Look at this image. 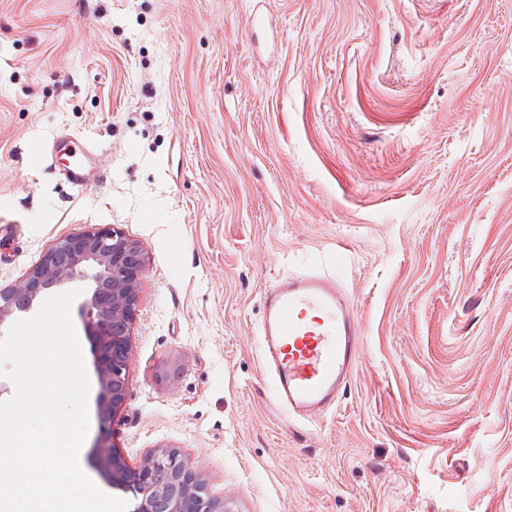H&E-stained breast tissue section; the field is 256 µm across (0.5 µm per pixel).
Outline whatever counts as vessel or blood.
<instances>
[{
    "label": "vessel or blood",
    "mask_w": 512,
    "mask_h": 512,
    "mask_svg": "<svg viewBox=\"0 0 512 512\" xmlns=\"http://www.w3.org/2000/svg\"><path fill=\"white\" fill-rule=\"evenodd\" d=\"M63 168L74 187L87 183L90 158L78 138ZM261 362L270 403L286 424L306 423L339 404L359 365L361 323L336 275L314 269L275 277L262 296Z\"/></svg>",
    "instance_id": "obj_1"
}]
</instances>
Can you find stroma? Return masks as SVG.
<instances>
[{"instance_id": "35a3bbf8", "label": "stroma", "mask_w": 512, "mask_h": 512, "mask_svg": "<svg viewBox=\"0 0 512 512\" xmlns=\"http://www.w3.org/2000/svg\"><path fill=\"white\" fill-rule=\"evenodd\" d=\"M99 149L87 189L57 135ZM0 287L114 225L146 268L104 493L192 458L233 512H512V0H0ZM364 347L314 436L269 405L263 288L330 264Z\"/></svg>"}]
</instances>
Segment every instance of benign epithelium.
Wrapping results in <instances>:
<instances>
[{"label":"benign epithelium","instance_id":"7a95c632","mask_svg":"<svg viewBox=\"0 0 512 512\" xmlns=\"http://www.w3.org/2000/svg\"><path fill=\"white\" fill-rule=\"evenodd\" d=\"M59 251L69 258L62 266L55 260ZM145 266L138 240L114 227H95L56 240L17 284L0 288L1 338L49 296L73 283H88L78 314L93 345L104 428L128 392L131 330L139 312ZM95 448L102 477L114 487L135 493L133 512H154L155 500L162 493L169 495V512H224V498L209 493L201 473L178 450H151L131 467L105 438Z\"/></svg>","mask_w":512,"mask_h":512}]
</instances>
